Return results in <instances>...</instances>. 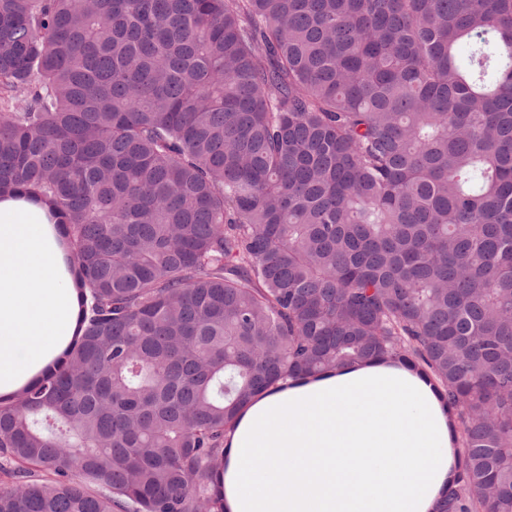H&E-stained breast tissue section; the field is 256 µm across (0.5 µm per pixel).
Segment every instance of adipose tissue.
<instances>
[{"label":"adipose tissue","instance_id":"ef3b65f1","mask_svg":"<svg viewBox=\"0 0 512 512\" xmlns=\"http://www.w3.org/2000/svg\"><path fill=\"white\" fill-rule=\"evenodd\" d=\"M50 207L0 196V396L76 332L78 291ZM456 419L398 360L278 381L224 436V512H436L456 477Z\"/></svg>","mask_w":512,"mask_h":512}]
</instances>
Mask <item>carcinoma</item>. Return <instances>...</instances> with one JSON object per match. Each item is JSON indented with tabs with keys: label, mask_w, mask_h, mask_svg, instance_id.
<instances>
[{
	"label": "carcinoma",
	"mask_w": 512,
	"mask_h": 512,
	"mask_svg": "<svg viewBox=\"0 0 512 512\" xmlns=\"http://www.w3.org/2000/svg\"><path fill=\"white\" fill-rule=\"evenodd\" d=\"M0 90L82 290L0 512H224L257 393L379 358L456 412L438 512H512V0H0Z\"/></svg>",
	"instance_id": "carcinoma-1"
}]
</instances>
